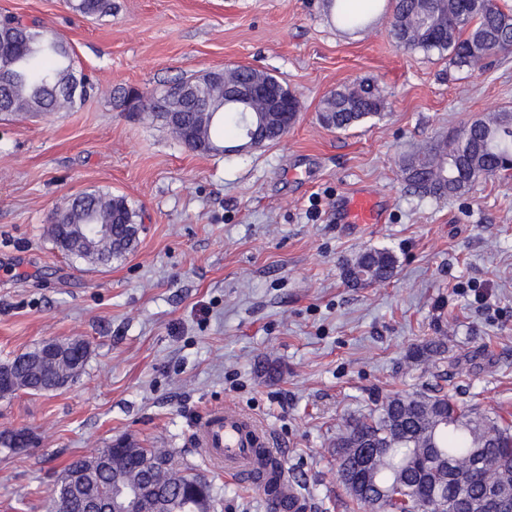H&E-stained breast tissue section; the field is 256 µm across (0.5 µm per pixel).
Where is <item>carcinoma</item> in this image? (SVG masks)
Segmentation results:
<instances>
[{
    "label": "carcinoma",
    "instance_id": "cac0c4a2",
    "mask_svg": "<svg viewBox=\"0 0 512 512\" xmlns=\"http://www.w3.org/2000/svg\"><path fill=\"white\" fill-rule=\"evenodd\" d=\"M326 10L347 27H370L376 0H365L356 10L343 0H325ZM71 8L84 17L112 10V0H70ZM390 33L406 49L435 51L457 67H473L487 59L493 47L512 43V14L498 0H392ZM266 83L276 96L291 100L289 112H266L259 102L242 105L225 99L224 82ZM194 87L191 97L180 102L162 100L170 112L181 116L167 124L177 139L192 134L204 153L224 152V136L242 135L237 116L255 128L258 144L274 143L295 124L301 109L299 98L274 76L253 67H236L211 78L201 75L176 79ZM92 85L76 69L69 43L59 34L33 21L14 18L0 23V112H43L53 115L75 107ZM386 100L368 82L347 85L323 101L321 123L347 130L371 118H380ZM512 111L474 120L452 148L437 142L408 154L403 171L416 193L463 195L478 181L512 170ZM136 212L123 196L86 192L55 211L51 221L72 224H110L112 236L102 238L91 250L65 249L74 257L106 265L131 250L138 227ZM397 261L385 248H367L342 265L343 279L354 286L390 280ZM72 359L53 363L32 359V353L13 359L11 394L45 393L60 376L78 377L90 355V345ZM448 351L444 339L432 340L411 352L414 360L441 357ZM3 447L26 448L31 434L25 428L3 434ZM123 450L101 469L89 456L69 463L59 483L76 487L72 512L96 501L105 506L127 486L145 485L144 512H211L214 488L202 477L181 466L168 448H149L125 437ZM336 471H358L357 486L346 485L352 507L366 512H469L472 501L488 486L497 500L512 512V425L499 416L463 409L444 388L396 394L373 412L347 422L336 433ZM378 448L361 467L362 452ZM202 487L200 503L187 494Z\"/></svg>",
    "mask_w": 512,
    "mask_h": 512
}]
</instances>
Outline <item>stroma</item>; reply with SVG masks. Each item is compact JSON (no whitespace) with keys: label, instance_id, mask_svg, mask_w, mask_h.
Wrapping results in <instances>:
<instances>
[{"label":"stroma","instance_id":"obj_1","mask_svg":"<svg viewBox=\"0 0 512 512\" xmlns=\"http://www.w3.org/2000/svg\"><path fill=\"white\" fill-rule=\"evenodd\" d=\"M4 17L63 36L95 91L69 112L0 119V362L47 340L91 350L72 384L0 398V433L33 436L0 447V512H50L65 465L125 436L172 449L214 486V512H267L260 490L210 471L192 445L196 419L221 404L268 424L311 512H347L336 432L389 396L443 386L512 423V172L432 196L401 167L512 110V54L457 68L399 47L386 10L357 33L321 0H112L96 17L68 0H0ZM241 65L302 105L282 140L248 153H195L119 102ZM361 80L385 115L324 127V99ZM357 188L386 202L384 223H337ZM93 190L138 214L134 247L108 266L51 235L52 213ZM367 247L390 249L396 274L350 287L341 265ZM440 337L446 358L410 359Z\"/></svg>","mask_w":512,"mask_h":512}]
</instances>
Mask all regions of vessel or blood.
Returning <instances> with one entry per match:
<instances>
[{
	"instance_id": "1",
	"label": "vessel or blood",
	"mask_w": 512,
	"mask_h": 512,
	"mask_svg": "<svg viewBox=\"0 0 512 512\" xmlns=\"http://www.w3.org/2000/svg\"><path fill=\"white\" fill-rule=\"evenodd\" d=\"M343 216L351 224L383 221L380 202L374 195L359 192L349 197ZM193 443L209 466L222 468L239 484L272 486V498L289 502L292 512H307L302 495H290L294 483L282 466L274 465L273 436L265 424L232 406H215L203 412L194 427Z\"/></svg>"
}]
</instances>
